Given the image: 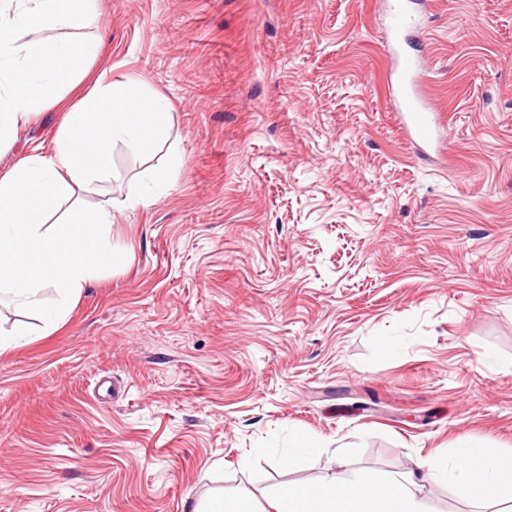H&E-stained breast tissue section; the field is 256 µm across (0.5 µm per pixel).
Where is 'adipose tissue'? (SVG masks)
I'll return each mask as SVG.
<instances>
[{"instance_id": "adipose-tissue-1", "label": "adipose tissue", "mask_w": 512, "mask_h": 512, "mask_svg": "<svg viewBox=\"0 0 512 512\" xmlns=\"http://www.w3.org/2000/svg\"><path fill=\"white\" fill-rule=\"evenodd\" d=\"M95 17L93 0H0V147L16 140L38 107L65 112L51 153L31 151L0 172V303L38 318L48 331L66 319L90 280L121 262L107 239L108 210L75 207L53 223L54 206L74 188L107 178L117 145L148 154L171 129L167 102L145 98L138 83L101 74L81 87L100 42L22 41L16 35L28 24L53 31ZM49 291L56 295L51 305L44 299ZM419 478L491 501L502 485L512 484V454L463 445L455 461L428 457L401 482L331 475L284 483L274 492L271 512H432L410 489Z\"/></svg>"}]
</instances>
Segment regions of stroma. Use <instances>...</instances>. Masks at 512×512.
<instances>
[{"label": "stroma", "mask_w": 512, "mask_h": 512, "mask_svg": "<svg viewBox=\"0 0 512 512\" xmlns=\"http://www.w3.org/2000/svg\"><path fill=\"white\" fill-rule=\"evenodd\" d=\"M387 0H97L115 80L171 104L76 205L122 265L0 354V512H189L330 473L402 478L512 452V0H427L408 36L438 113L417 155L391 103ZM58 109L0 150H51ZM178 166L149 204L142 173ZM321 453L294 469L295 435ZM434 512H512L418 482Z\"/></svg>", "instance_id": "1"}]
</instances>
